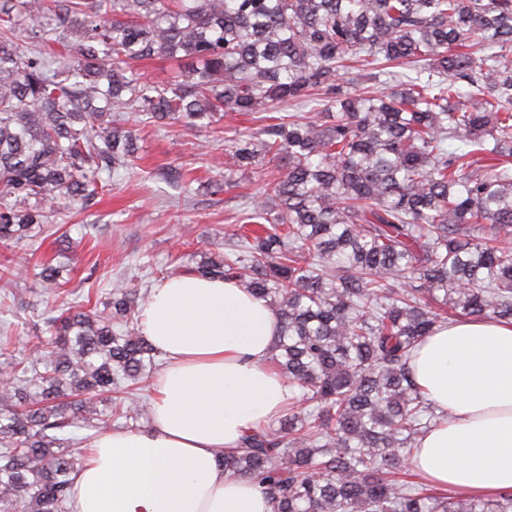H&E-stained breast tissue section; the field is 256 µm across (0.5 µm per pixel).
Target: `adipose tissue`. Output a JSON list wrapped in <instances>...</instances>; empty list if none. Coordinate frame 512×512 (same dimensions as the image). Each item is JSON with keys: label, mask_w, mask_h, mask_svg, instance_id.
I'll return each mask as SVG.
<instances>
[{"label": "adipose tissue", "mask_w": 512, "mask_h": 512, "mask_svg": "<svg viewBox=\"0 0 512 512\" xmlns=\"http://www.w3.org/2000/svg\"><path fill=\"white\" fill-rule=\"evenodd\" d=\"M139 324L166 359L150 424L93 438L73 512H271L260 487L225 472L217 455L277 417L293 393L267 365L277 334L270 307L234 281L183 275L151 290ZM411 369L446 415L412 449L411 468L476 498L512 490V322L437 326Z\"/></svg>", "instance_id": "1"}]
</instances>
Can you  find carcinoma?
<instances>
[{"mask_svg":"<svg viewBox=\"0 0 512 512\" xmlns=\"http://www.w3.org/2000/svg\"><path fill=\"white\" fill-rule=\"evenodd\" d=\"M156 58L185 67L150 83L134 63ZM226 109L260 119L227 173L288 166L237 249L172 273L264 300L295 394L224 470L272 512H512V491L399 477L437 420L415 345L459 318L512 321V0H0V242L128 168L136 137L114 115L209 128ZM59 274L34 273L44 339L0 334V512H70L79 432L150 416L131 391L159 357L138 328L148 295L129 279L61 306Z\"/></svg>","mask_w":512,"mask_h":512,"instance_id":"1","label":"carcinoma"}]
</instances>
